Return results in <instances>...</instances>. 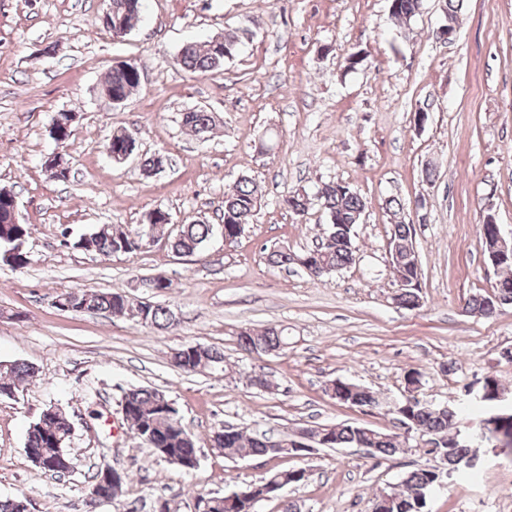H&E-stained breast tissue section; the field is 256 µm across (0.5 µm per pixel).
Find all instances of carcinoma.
<instances>
[{"label":"carcinoma","mask_w":512,"mask_h":512,"mask_svg":"<svg viewBox=\"0 0 512 512\" xmlns=\"http://www.w3.org/2000/svg\"><path fill=\"white\" fill-rule=\"evenodd\" d=\"M112 9V20L120 21L132 28L137 25L141 0H109ZM422 0H394L392 16L395 20L408 27L420 13ZM242 43L237 31L224 33V43L214 46L211 41L189 43L180 50L182 65L193 73L205 74L217 71L224 62L235 57ZM137 75L123 68H112L111 73L102 84V89L120 100H128L138 89ZM183 123L202 136L210 132L213 126L211 113L194 110L183 115ZM262 191L249 177H241L233 188L224 194V236L238 240L244 232L245 224L261 206ZM284 204L294 213L307 210L311 205H319L327 217L330 231L336 232L331 242L323 246L313 256L314 263L328 268L332 274L352 264L355 258V225L361 222L364 213L362 197L350 187L334 188L330 184L320 189V194L312 197L305 191L296 190L284 199ZM155 216L154 233L165 234L168 231L166 218L169 214L162 209L149 212ZM6 204L0 202V259L15 267L28 264L29 258L24 245L30 234L28 224L6 223ZM139 224L128 228L121 224H105L94 232L80 237L73 242V247L86 252H94L103 256L115 254H132L146 245L139 238L142 229L150 227ZM213 233V225L195 221L181 224L172 237V249L182 255L199 252L204 243ZM390 264L396 279L413 282L419 279L418 261L414 251L413 228L410 224L392 225L390 238ZM502 276L498 281L493 295L475 294L467 302L472 313L491 314L490 305L495 300L506 304L512 303V258L500 264ZM73 299L79 311H104L114 317L131 315L145 324L159 330H167L174 325L173 312L160 304H138L135 299L120 292H99L76 290L60 296L61 300ZM238 343L245 351H252L256 345L280 352L288 348V331L284 328L270 327L260 333L238 334ZM177 366L187 372H197L225 363L224 351L215 347L190 345L175 352ZM34 374L33 367L24 362L0 363V397L4 396V388H17L18 384ZM501 382L491 373L484 376L481 386L490 396L480 401L488 408L486 417L500 416L502 412L492 411L496 404L491 393L499 389ZM334 398L346 405L381 406L380 394L362 385L351 389L345 381L337 380ZM121 407L126 415V423L132 436L152 448L155 454L171 465L190 462L199 454L194 436L182 424L179 412L169 398L157 389L144 387L133 388L125 392ZM397 413L412 425L414 432L424 431L440 452L457 458L456 474L474 473L468 466L466 455L469 449L451 436L457 428V412L429 407L421 402H399L395 407ZM330 447L371 448L373 454L392 457L399 454L398 448L403 441L390 434L354 425H326ZM72 426L66 413L59 408H49L34 422L27 433L25 452L40 461L39 468L46 472L59 474L72 465V459L66 449V441L70 437ZM211 447L229 460L247 455H266L267 448L261 438L254 432L224 428L214 433ZM305 476L294 469L275 470L270 472L259 483L245 484L234 492L235 503L228 505L230 496L208 492L200 494L206 502L205 512H256L251 504L254 496L262 493L265 482L274 483L286 489L298 486ZM434 473L430 469H419L406 475L401 488L395 487L385 491L386 497L374 500L373 512H417L416 494L433 487Z\"/></svg>","instance_id":"cac0c4a2"}]
</instances>
